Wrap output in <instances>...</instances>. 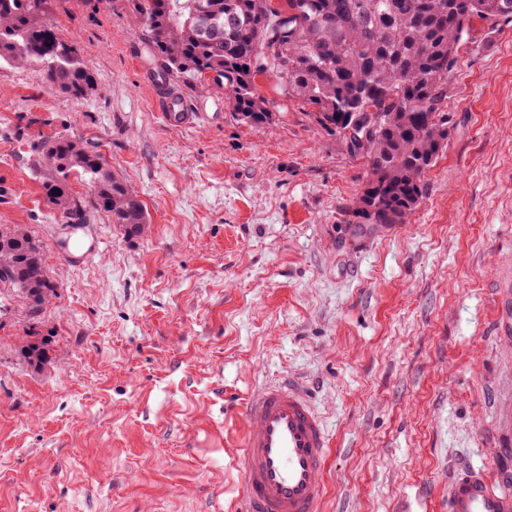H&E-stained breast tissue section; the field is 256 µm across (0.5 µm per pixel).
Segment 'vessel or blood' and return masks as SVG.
Returning a JSON list of instances; mask_svg holds the SVG:
<instances>
[{"mask_svg":"<svg viewBox=\"0 0 512 512\" xmlns=\"http://www.w3.org/2000/svg\"><path fill=\"white\" fill-rule=\"evenodd\" d=\"M152 102L170 125L193 120L180 93L158 92ZM242 421L244 512H319L331 438L307 387L288 377L254 390ZM448 512H512V478L462 467L448 481Z\"/></svg>","mask_w":512,"mask_h":512,"instance_id":"obj_1","label":"vessel or blood"}]
</instances>
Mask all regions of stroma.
<instances>
[{"label": "stroma", "mask_w": 512, "mask_h": 512, "mask_svg": "<svg viewBox=\"0 0 512 512\" xmlns=\"http://www.w3.org/2000/svg\"><path fill=\"white\" fill-rule=\"evenodd\" d=\"M46 18L96 84L74 99L0 68V224L41 241L59 291L42 366L0 315V512H236L242 400L286 374L333 441L322 512H448L460 465L512 473V25L474 21L409 223L358 236L363 163L273 75L260 128L211 78H170L198 114L173 127L133 0H48ZM59 132L132 182L145 236L50 217L32 160Z\"/></svg>", "instance_id": "1"}]
</instances>
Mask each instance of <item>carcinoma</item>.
<instances>
[{"instance_id":"carcinoma-1","label":"carcinoma","mask_w":512,"mask_h":512,"mask_svg":"<svg viewBox=\"0 0 512 512\" xmlns=\"http://www.w3.org/2000/svg\"><path fill=\"white\" fill-rule=\"evenodd\" d=\"M45 3L0 0V68L38 66L51 86L80 99L95 77L48 23ZM135 10L164 75L224 78L239 122H272L255 85L256 75L271 73L323 130L368 128L348 149L367 171L345 220L360 233L406 224L420 204L426 174L448 146V94L472 21L490 34L512 24V0H137ZM35 152L58 223L86 224L96 212L128 238L147 233L144 203L105 153L61 133ZM73 174L92 185L89 198L72 190ZM0 284L21 299L26 322L58 297L43 244L21 225H0ZM21 351L35 366L47 359L43 339H27Z\"/></svg>"}]
</instances>
